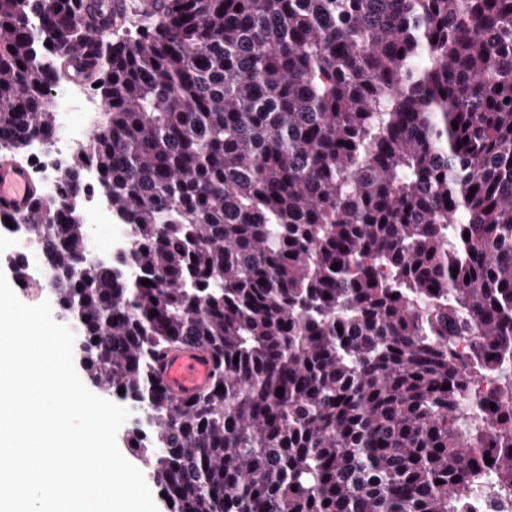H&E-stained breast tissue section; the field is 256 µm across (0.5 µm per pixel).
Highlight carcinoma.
Listing matches in <instances>:
<instances>
[{
    "mask_svg": "<svg viewBox=\"0 0 512 512\" xmlns=\"http://www.w3.org/2000/svg\"><path fill=\"white\" fill-rule=\"evenodd\" d=\"M135 16L98 36L77 0H0V150L54 136L56 85L106 105L93 158L132 245L88 257L79 158L24 226L171 512H468L512 487V0ZM181 345L215 364L188 401L155 374Z\"/></svg>",
    "mask_w": 512,
    "mask_h": 512,
    "instance_id": "1",
    "label": "carcinoma"
}]
</instances>
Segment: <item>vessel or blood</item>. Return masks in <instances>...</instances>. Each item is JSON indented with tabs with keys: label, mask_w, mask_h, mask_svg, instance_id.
I'll return each mask as SVG.
<instances>
[{
	"label": "vessel or blood",
	"mask_w": 512,
	"mask_h": 512,
	"mask_svg": "<svg viewBox=\"0 0 512 512\" xmlns=\"http://www.w3.org/2000/svg\"><path fill=\"white\" fill-rule=\"evenodd\" d=\"M36 190L28 168L14 158L0 159V216L19 219L31 214ZM214 362L205 351L182 346L165 352L156 364V374L169 392L186 399L211 382Z\"/></svg>",
	"instance_id": "vessel-or-blood-1"
}]
</instances>
